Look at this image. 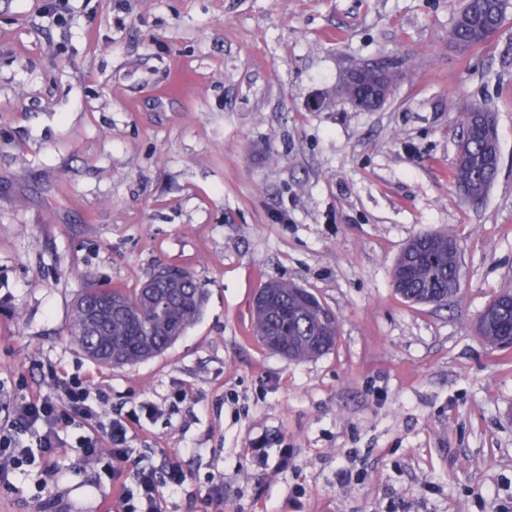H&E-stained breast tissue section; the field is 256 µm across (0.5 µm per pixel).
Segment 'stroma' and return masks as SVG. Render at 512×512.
<instances>
[{"instance_id": "1", "label": "stroma", "mask_w": 512, "mask_h": 512, "mask_svg": "<svg viewBox=\"0 0 512 512\" xmlns=\"http://www.w3.org/2000/svg\"><path fill=\"white\" fill-rule=\"evenodd\" d=\"M462 0H0V425L15 401L77 376L106 409L159 405L127 434L139 464L179 457L164 512H512V347L474 327L512 292V6L460 52ZM395 66L373 111L336 88L353 66ZM496 116L499 175L482 201L452 178L460 110ZM460 245L447 305L392 286L414 236ZM176 265L201 282L197 322L162 354L108 366L68 333L88 281L135 289ZM268 280L338 318L332 351L294 363L251 327ZM185 399H177V392ZM0 486V512L117 504L84 435ZM291 448L288 471L248 450ZM352 473L350 484L337 480Z\"/></svg>"}]
</instances>
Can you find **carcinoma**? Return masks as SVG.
Instances as JSON below:
<instances>
[{"label": "carcinoma", "instance_id": "carcinoma-1", "mask_svg": "<svg viewBox=\"0 0 512 512\" xmlns=\"http://www.w3.org/2000/svg\"><path fill=\"white\" fill-rule=\"evenodd\" d=\"M505 20L504 0H462L450 38L459 49L470 50L487 42ZM475 111L483 108L471 106L460 120L458 146L468 155L469 165L455 166L452 176L481 200L497 179L499 167L487 161V156L498 149H489L475 123ZM173 271L181 280L176 288L162 289L160 302L142 298L138 290L129 293L124 288L96 285L84 289L72 306L70 333L88 357L105 364H136L163 352L194 324L202 309L203 288L190 272L176 267ZM459 275V252L448 249V234L435 232L424 259L409 267L407 286L396 293L411 303L433 300L444 306L457 293ZM264 287L274 290L275 301L267 308L253 309L254 331L262 343L279 342L285 358L293 362L317 358L333 349L337 318L325 320L324 305L315 295L288 281H270ZM112 300L131 302L134 308L112 317L101 329L91 327L86 311ZM484 319V313H479L477 328L489 345L497 347L499 336L512 334V309L501 314V327L496 331L483 328L480 322Z\"/></svg>", "mask_w": 512, "mask_h": 512}]
</instances>
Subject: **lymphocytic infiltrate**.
I'll list each match as a JSON object with an SVG mask.
<instances>
[{
	"label": "lymphocytic infiltrate",
	"instance_id": "obj_1",
	"mask_svg": "<svg viewBox=\"0 0 512 512\" xmlns=\"http://www.w3.org/2000/svg\"><path fill=\"white\" fill-rule=\"evenodd\" d=\"M103 395L92 394L87 381L51 374L50 388L35 399L16 401L12 418L0 427V484H9L16 470L33 465L36 459H48L64 447L62 431L72 424L85 428L76 446L83 462L97 463L108 458L113 475H120L130 459L127 434L141 418H155L157 408L144 406L142 415L112 417L105 415ZM32 431L35 447L21 445L15 436L19 430ZM187 473L177 458L166 459L162 469L136 471L134 483L123 486L119 502L121 512H162L166 489L182 486Z\"/></svg>",
	"mask_w": 512,
	"mask_h": 512
}]
</instances>
